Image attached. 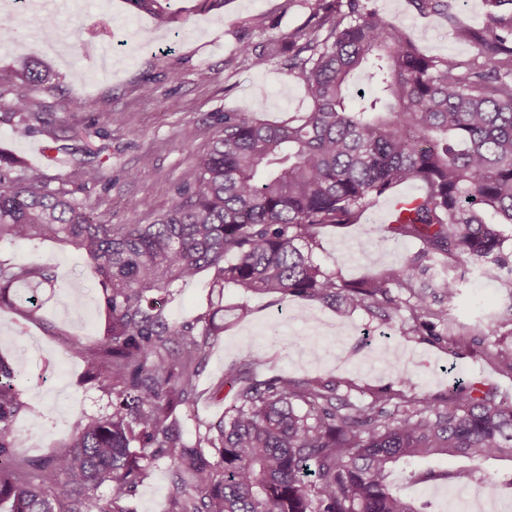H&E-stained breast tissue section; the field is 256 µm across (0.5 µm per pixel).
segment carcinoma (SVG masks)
Returning a JSON list of instances; mask_svg holds the SVG:
<instances>
[{"label": "carcinoma", "instance_id": "obj_1", "mask_svg": "<svg viewBox=\"0 0 512 512\" xmlns=\"http://www.w3.org/2000/svg\"><path fill=\"white\" fill-rule=\"evenodd\" d=\"M307 22L288 36V73L300 78L312 109L268 122L242 107L226 112L209 152L182 175L172 207L151 224H101L71 190L43 170L0 152V245L53 240L80 252L93 271L106 321L89 348L74 341L88 375L113 395L111 411L80 429L70 449L48 460L65 480L57 494L16 462V420L36 415L20 399L15 367L0 357V501L10 512H126L122 503L146 477L144 461L172 466L171 512H433L400 492L412 485H512V397L483 380H457L421 398L371 389L359 404L336 382L247 368L227 373L232 404L185 444L169 418L197 397L210 341L224 333V288L364 308L377 319L456 356L482 348L512 377V349L494 346L478 321L457 332L448 304L455 279L419 287L440 258L448 268H493L512 279V0H486L487 23L456 26L479 47L466 61L424 54L367 0H305ZM421 14L451 10L449 0H409ZM169 21L173 0H129ZM22 10L0 18V46L29 26ZM256 69L269 55L240 49ZM377 92L349 99L354 76ZM49 75L27 70L0 92V118L17 137L39 130L59 144L87 183L112 182L91 152L69 143L32 94ZM421 184L389 237L420 249L400 267L369 270L356 282L313 259L321 230L356 224L370 202L398 185ZM211 270L218 293L195 320L173 324L164 296ZM54 285L44 268L0 260V307L37 308V289ZM439 458L464 464L445 468ZM499 463L493 472L482 464ZM105 486L108 497L98 499Z\"/></svg>", "mask_w": 512, "mask_h": 512}]
</instances>
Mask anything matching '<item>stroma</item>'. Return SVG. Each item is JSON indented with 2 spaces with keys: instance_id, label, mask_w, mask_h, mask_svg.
<instances>
[{
  "instance_id": "1",
  "label": "stroma",
  "mask_w": 512,
  "mask_h": 512,
  "mask_svg": "<svg viewBox=\"0 0 512 512\" xmlns=\"http://www.w3.org/2000/svg\"><path fill=\"white\" fill-rule=\"evenodd\" d=\"M198 0H176L181 12L161 23L133 9L128 0H105L100 10L68 9L57 18L62 41L45 47L34 30L16 43L0 48V76L11 78L32 63L52 77L50 92L34 95L36 111L70 131L92 128L93 147L105 148L112 163V186L87 184L68 164L66 155L40 156L38 147L50 139L35 132L15 137L0 124V150L40 168L90 206L103 224H149L174 202V190L192 161L208 152L219 133L218 114L239 106L259 117L282 121L309 111L311 101L300 80L275 57L260 70L243 63L241 44L258 49L277 38L286 48L288 35L306 20L302 7L286 0H224L221 8L201 10ZM368 9L396 23L429 56L472 58L476 47L453 33L454 23L471 27L486 22L485 0H455L453 18L420 16L407 0H368ZM208 80H201V73ZM153 79L145 93V79ZM81 100L69 110V100ZM113 114L126 124L110 122ZM150 165H143V157ZM382 201H375L361 223L325 228L314 252L322 267L343 280L359 278L375 264L400 265L416 244L384 240L380 220ZM0 259L44 267L55 276L54 287L39 289L38 308L27 313L0 309V356L24 361L28 378L20 386L21 399L35 407L38 419H18L27 439L16 455L39 476V464L64 451L87 418L110 410L112 397L85 374L81 357L69 346L80 340L93 346L101 326V309L94 276L73 247L52 241L0 246ZM210 273L183 284L168 297L164 313L169 321L194 319L206 305ZM462 294L449 308L459 324L489 320L512 300V283L472 270ZM228 305L245 302L252 309L244 319L226 314L224 332L216 337L199 376L200 397L179 415L182 438L194 443L196 433L224 415L225 401L212 396L232 365H248L258 378L285 374L295 379L321 376L336 381L339 396L358 403L364 389L397 386L407 380V394L436 393L448 386V365L459 373L482 377L512 393V381L487 368L481 349L457 361L446 351L400 328H387L364 309L340 315L335 307L314 300L279 301L271 294H254L229 287ZM316 315L334 328L319 342L316 357L299 356L292 341L302 333L305 319ZM148 479L125 503L127 512H168L170 463L148 461Z\"/></svg>"
}]
</instances>
